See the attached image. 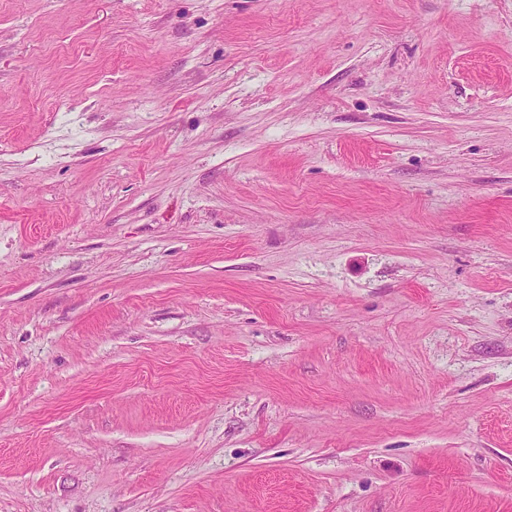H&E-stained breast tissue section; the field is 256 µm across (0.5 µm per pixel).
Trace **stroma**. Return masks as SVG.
Returning a JSON list of instances; mask_svg holds the SVG:
<instances>
[{
    "mask_svg": "<svg viewBox=\"0 0 512 512\" xmlns=\"http://www.w3.org/2000/svg\"><path fill=\"white\" fill-rule=\"evenodd\" d=\"M0 512H512V0H0Z\"/></svg>",
    "mask_w": 512,
    "mask_h": 512,
    "instance_id": "35a3bbf8",
    "label": "stroma"
}]
</instances>
